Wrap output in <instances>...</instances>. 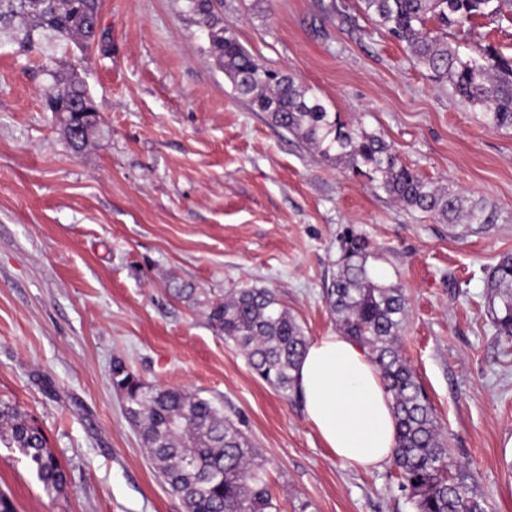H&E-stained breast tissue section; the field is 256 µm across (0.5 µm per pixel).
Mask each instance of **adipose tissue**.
<instances>
[{"instance_id":"adipose-tissue-1","label":"adipose tissue","mask_w":512,"mask_h":512,"mask_svg":"<svg viewBox=\"0 0 512 512\" xmlns=\"http://www.w3.org/2000/svg\"><path fill=\"white\" fill-rule=\"evenodd\" d=\"M294 376L308 421L338 459L362 470L390 461L396 436L391 398L366 348L340 333L318 337Z\"/></svg>"}]
</instances>
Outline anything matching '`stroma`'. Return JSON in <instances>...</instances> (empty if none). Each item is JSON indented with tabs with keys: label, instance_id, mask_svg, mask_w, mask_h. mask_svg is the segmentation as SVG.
Returning <instances> with one entry per match:
<instances>
[{
	"label": "stroma",
	"instance_id": "1",
	"mask_svg": "<svg viewBox=\"0 0 512 512\" xmlns=\"http://www.w3.org/2000/svg\"><path fill=\"white\" fill-rule=\"evenodd\" d=\"M182 0H101L105 49L0 32V399L44 432L68 479L44 490L0 447L14 512H185L111 383L145 382L223 407L261 448L282 512H413L393 465H343L300 402L258 378L209 324L201 297L257 286L316 339L339 326L323 292L346 228L403 288L400 346L489 512H512V340L487 312L485 277L512 255V129L413 64L357 0H217L260 63L312 87L350 127L384 139L425 181L462 196L476 224L413 210L274 127L203 53ZM78 73L100 110L74 151L46 94Z\"/></svg>",
	"mask_w": 512,
	"mask_h": 512
}]
</instances>
